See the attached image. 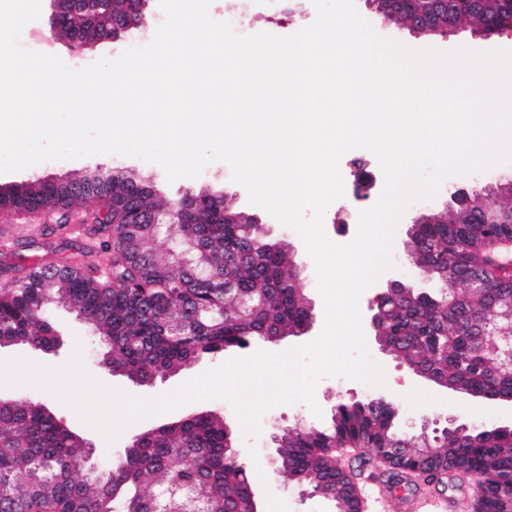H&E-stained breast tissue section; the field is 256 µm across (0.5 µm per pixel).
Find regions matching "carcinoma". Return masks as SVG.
I'll use <instances>...</instances> for the list:
<instances>
[{"instance_id": "obj_1", "label": "carcinoma", "mask_w": 512, "mask_h": 512, "mask_svg": "<svg viewBox=\"0 0 512 512\" xmlns=\"http://www.w3.org/2000/svg\"><path fill=\"white\" fill-rule=\"evenodd\" d=\"M133 0L72 3L59 20L62 36L95 42L104 22L132 15ZM448 10L463 23L489 16L512 20V0H472ZM102 204L92 239L78 258L50 257L17 269L7 260L38 241L3 244L0 255V349L24 346L49 353L60 346L51 308L60 305L84 322L106 347L105 370L151 386L204 358L245 349L253 341L299 337L309 325L303 276L288 261L289 243L260 237L253 219L217 191L162 202L150 182L119 170L89 169L48 182L29 179L0 190V211H43L56 223L72 206ZM482 212L418 224L410 248L423 244L425 272L448 304L401 296L386 305L381 338L407 364L435 380L486 395H512V367L489 364L472 352L474 336L460 325L482 318L489 304L512 310V279L493 280L476 292L459 288L486 254ZM177 247L162 250L160 233ZM393 405L340 401L322 427H288L273 438L276 466L290 482L351 512L352 482L336 467L335 448H407L386 459L395 474L456 466L481 488L479 512H498L499 492L512 482V429L469 434L461 445L443 435L426 443L393 428ZM233 432L224 414L201 411L134 435L99 468L90 442L66 427L47 405L0 396V512H252L253 484L243 461L233 459Z\"/></svg>"}]
</instances>
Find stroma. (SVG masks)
Instances as JSON below:
<instances>
[{"mask_svg": "<svg viewBox=\"0 0 512 512\" xmlns=\"http://www.w3.org/2000/svg\"><path fill=\"white\" fill-rule=\"evenodd\" d=\"M240 5L247 8L254 19L250 28L251 33L254 34L268 32L278 36H288L310 25L316 18L312 0H241ZM355 6L377 34L397 40L412 48L433 47L447 51L465 46L477 51L512 50L511 39L501 35L484 38L473 26L462 27L458 35L445 40L439 37L415 34L396 21H383L372 11L367 0H355ZM143 10L148 18L147 27L131 30L119 40L90 45L78 50L64 38L47 40L48 20L52 12V4L51 0H41L39 18L27 25L29 39L26 48L36 52L47 48L51 49L55 56L74 70L87 67L103 58L114 59L126 49L149 44L153 31L163 23L165 15L159 6V0H145ZM354 159L363 162L365 170L373 176V184L363 188L361 198H354L352 194L347 193L326 208L322 219L324 231L332 241L339 244L348 243L355 237L357 227L353 223L354 218H357L360 210L370 208L378 201L384 186V177L375 156L364 149L349 151L341 157L339 170L344 183H352L356 178L355 170L350 165L351 160ZM96 167L122 169L140 178L150 180L160 195L169 200L178 199L189 191L196 192L210 187L223 188L226 198L238 211L266 224L272 238L283 239L290 243L295 251L297 263L304 267L307 294L314 305L315 323L309 334L297 338L289 337L281 341L277 346L278 351L283 352L292 347L309 343L320 335L324 327L325 311L324 301L318 289L314 259L295 231L282 226L264 209L249 203L245 188L232 182L231 169L226 163H211L196 178H179L171 181L167 179L163 168L158 164L135 157L93 155L78 159L45 161L33 169L0 172V185H10L27 179H49L71 175ZM477 179L489 186L485 195L486 204L491 207L499 206L503 197L498 187L512 180V162L494 166L480 172L476 177L469 174L447 176L442 180L438 193L433 199L411 204L397 226L392 248L393 258L404 256L408 242L407 231L414 219L423 214L443 210L449 200L448 190L450 187L467 189ZM54 318L64 332L62 345L55 353L37 355V362L51 366L63 364L70 357L75 342H82L83 360L88 371L102 382L121 388L134 396L154 397L172 391L184 382L221 364L220 359L217 358L204 359L190 369L168 377L165 381L156 382L153 386L136 387L126 378L112 375L103 369L101 357L104 346L102 343L88 338L81 323L60 308L55 310ZM372 391V386L342 377L320 378L314 390L315 406L311 407L306 403L298 402L270 409L262 416V432L256 437L241 435V425L231 405L223 400L190 403L171 411L170 416L175 419L205 408L223 413L226 422L237 432L236 446L250 470L254 483H257L259 487L260 512H332L333 506L328 501L319 497L301 495L295 485L269 472L266 455L271 447V439L282 429L300 422L311 426L320 425L322 416L329 414L337 401L350 398L353 395L361 398ZM380 392L394 403L397 410L396 429L399 433L407 436L420 434L422 424L438 423L442 425L450 418L475 424L484 423L490 426L512 424V409L500 406L490 400L446 391L434 383L412 374H408L407 380L400 390L393 391L384 386L381 387ZM11 394L15 397L45 399L53 413L62 419L64 425L84 433L93 443L94 457L100 462L124 448L131 435L152 428L163 421L162 416L159 415L139 421L128 427L124 435L109 445L105 443L98 432L81 423L70 408L59 403L53 396L44 395L43 391L30 387L12 389ZM349 467L353 469L354 477L361 488L384 494L383 512H414L417 502L423 498L446 501L448 512H472L469 487L448 490L411 478L403 481L401 488L396 489L385 478L379 477L377 471L368 467L360 468L358 459H351Z\"/></svg>", "mask_w": 512, "mask_h": 512, "instance_id": "1", "label": "stroma"}]
</instances>
